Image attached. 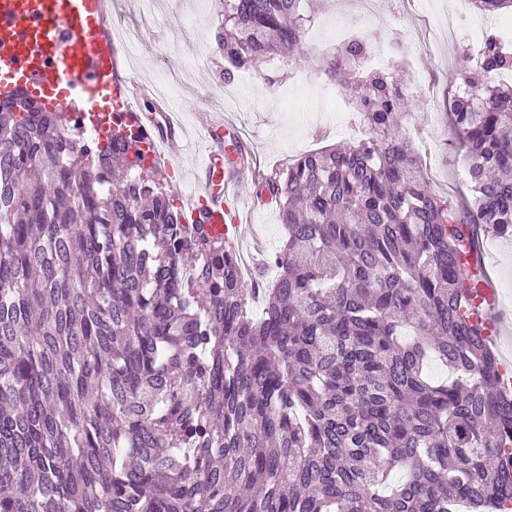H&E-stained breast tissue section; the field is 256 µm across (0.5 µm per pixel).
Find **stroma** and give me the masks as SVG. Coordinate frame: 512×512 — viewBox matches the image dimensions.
<instances>
[{
  "mask_svg": "<svg viewBox=\"0 0 512 512\" xmlns=\"http://www.w3.org/2000/svg\"><path fill=\"white\" fill-rule=\"evenodd\" d=\"M376 20L365 16L364 0H309L318 23L308 41L323 51L337 42L336 24L350 26L376 42L400 39L406 56L415 60V87L410 88V117L405 132L421 143L423 161L436 171L433 191L458 203L466 181L460 155L451 146L443 93L462 83L456 62V18L453 0H373ZM151 15L141 0H117L127 28L140 33L134 80L167 85V97L183 111L188 128H202L214 113H222L240 128L266 170L285 169L303 153L324 147L353 144L367 130L348 101L335 104L328 92L335 86L315 69L289 67L283 58L267 60L262 72L282 75L269 89L261 72L243 69L233 82L224 80V55L212 48L201 55L197 28L213 30L220 0H158Z\"/></svg>",
  "mask_w": 512,
  "mask_h": 512,
  "instance_id": "obj_1",
  "label": "stroma"
}]
</instances>
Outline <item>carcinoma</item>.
Returning <instances> with one entry per match:
<instances>
[{"label":"carcinoma","mask_w":512,"mask_h":512,"mask_svg":"<svg viewBox=\"0 0 512 512\" xmlns=\"http://www.w3.org/2000/svg\"><path fill=\"white\" fill-rule=\"evenodd\" d=\"M302 2L224 0V81L312 66L368 135L255 182L285 232L262 288L130 130L0 101V512H512V392L463 261L512 236V46L459 49L483 82L450 102L453 207L398 125L402 75L364 69L366 36L312 49Z\"/></svg>","instance_id":"obj_1"}]
</instances>
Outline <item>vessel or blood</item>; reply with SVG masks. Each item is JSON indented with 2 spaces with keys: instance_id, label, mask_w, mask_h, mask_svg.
Listing matches in <instances>:
<instances>
[{
  "instance_id": "obj_1",
  "label": "vessel or blood",
  "mask_w": 512,
  "mask_h": 512,
  "mask_svg": "<svg viewBox=\"0 0 512 512\" xmlns=\"http://www.w3.org/2000/svg\"><path fill=\"white\" fill-rule=\"evenodd\" d=\"M109 0H0V99L23 87L39 95L47 87L63 88L76 107L77 121H112L142 129L147 146L164 161L185 149L187 138L172 106L144 84L127 80L114 47ZM152 103L151 112L140 106ZM227 120L204 126L207 152L194 173L195 189L186 198V223H204L226 241L241 239L246 210L243 182L255 175L253 165L226 167L219 141ZM485 304L474 314L499 327L491 280L480 283Z\"/></svg>"
}]
</instances>
